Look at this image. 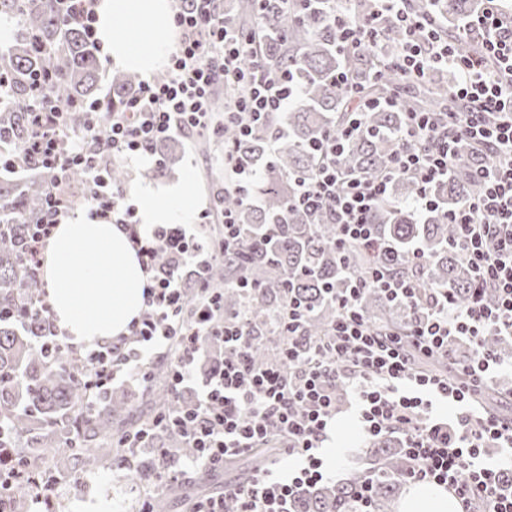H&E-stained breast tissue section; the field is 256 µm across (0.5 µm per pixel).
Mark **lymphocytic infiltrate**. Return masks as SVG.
Here are the masks:
<instances>
[{"mask_svg":"<svg viewBox=\"0 0 512 512\" xmlns=\"http://www.w3.org/2000/svg\"><path fill=\"white\" fill-rule=\"evenodd\" d=\"M219 2L179 0L172 21L182 37L166 74L140 80L136 94L120 109L87 113L80 129L71 128L62 111L36 109L30 114L26 159L49 169L58 185L72 170H82L85 205L123 226L150 274L145 311L130 329L133 347L89 350L90 379L109 382L122 373L147 384L153 359L167 357L173 390L189 389L193 395L180 414L160 418L157 424L191 441L196 453L184 461L181 471L186 473L217 470L226 459L263 447L270 439L282 442L293 460L288 470L270 464L258 478L227 485L223 494L198 503L196 512H225L229 499L237 501V512H288L287 504L298 492L332 480L322 448L333 420L347 407L356 410L366 434L402 435L410 462L403 483L445 486L465 512H512V491L504 486L512 468V420L475 405L496 373L512 371V359L483 342L492 333L512 336V21L497 0H486L451 40L430 12L411 11L405 0H372L371 10L357 17L341 0H331L325 21L335 29L340 50L376 44L385 26H398L405 38L389 53V67L405 80L446 71L448 92L464 109L440 116L407 113L396 133L400 146L390 169L373 178L346 174L339 163L359 133L360 120L354 117L331 128L316 147L321 165L299 183L293 204L332 209L336 250L375 248L379 242L370 217L389 201L395 178L414 183L417 211L434 210L433 190L448 178L452 143L467 140L482 146L494 159L492 167L473 172L483 191L449 213L458 227L455 246L474 269L475 286L470 301L458 305L449 291L417 288L414 279L391 276L379 265L367 272L346 268L347 285L334 296L337 317L327 339L301 345L304 309L295 297L285 295L274 320L286 340L272 361L258 366L250 357L254 335L247 313L225 318L219 300L212 299L198 305L193 321L184 319L183 275L203 277L237 242L234 212L225 211L219 237L200 231L212 221L218 208L214 202L199 213L198 224H165L145 237L135 208L107 177L109 166L136 157L153 158L155 166H162L155 146L176 136L220 139L212 119L217 85L244 89L223 107L225 124L236 126L242 136L290 104L297 84L289 71L263 61L244 67V60L256 54L255 38L238 30ZM474 33L482 40V50L470 54L461 44ZM69 208L64 197L50 195L23 241L28 257L40 260L59 216ZM161 249L169 255L164 266L156 261ZM372 289L410 309L414 319L405 335L381 334L366 321L359 302ZM488 293L493 303H485ZM217 336L224 340V364L198 377L200 349ZM454 343L469 350L456 363L454 376L414 366L416 355L447 359ZM448 403L454 405V414L440 415L438 406ZM178 472L166 469L161 476L172 481ZM19 485L27 487L37 512H51L52 482L18 463L0 465V502L9 503Z\"/></svg>","mask_w":512,"mask_h":512,"instance_id":"f902f5d3","label":"lymphocytic infiltrate"}]
</instances>
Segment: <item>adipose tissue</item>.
Returning <instances> with one entry per match:
<instances>
[{
    "label": "adipose tissue",
    "mask_w": 512,
    "mask_h": 512,
    "mask_svg": "<svg viewBox=\"0 0 512 512\" xmlns=\"http://www.w3.org/2000/svg\"><path fill=\"white\" fill-rule=\"evenodd\" d=\"M95 29L111 67L149 77L168 63L177 33L171 0H97ZM194 179L186 175L157 189L129 188L142 234L163 224L186 223L196 203ZM43 278L57 326L69 343L94 348L128 335L144 310L149 274L120 225L79 210L62 218L45 251ZM399 512H459L439 486H410Z\"/></svg>",
    "instance_id": "obj_1"
}]
</instances>
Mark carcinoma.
Segmentation results:
<instances>
[{
  "instance_id": "cac0c4a2",
  "label": "carcinoma",
  "mask_w": 512,
  "mask_h": 512,
  "mask_svg": "<svg viewBox=\"0 0 512 512\" xmlns=\"http://www.w3.org/2000/svg\"><path fill=\"white\" fill-rule=\"evenodd\" d=\"M436 13L453 26L463 21L472 9V0H434ZM8 9L18 17L15 43L0 49V78L10 86V94L0 96V147L16 153L30 138L29 105L32 76L47 77L42 95L53 106L69 112L71 126L83 125L85 113L97 109L110 112L121 107L134 93L139 82L135 72L112 74L110 90L97 95L102 62L85 40L80 28L61 17L55 0H0V11ZM244 9L260 15L264 29L258 41L261 56L274 65H288L300 83V100L285 113L271 115L266 124L248 137H238L233 126L223 135L239 139V157L250 166L262 167L264 178L257 188L262 200L255 207L242 201L239 193H224L221 206L233 210L242 225L238 245L224 252V261L213 265L207 274L209 293L224 301V313L235 315L248 305L252 324L262 340L251 348L253 359L267 363L275 354L283 336L270 322L273 310L281 304L283 289H292L308 309L300 340L312 343L326 337L336 318L330 302L332 288L346 287L344 265L361 271L369 269L374 258L360 248L348 253L346 263L339 262L333 246L336 235L334 216L328 209L315 212L286 210L288 197L296 194L297 183L314 175L320 158L309 144L321 138L331 127L344 122L355 108L354 102L333 83L338 69H346L359 88L362 98H387L400 81L387 66L386 51L403 41L402 31L389 25L383 31V48L361 45L345 56L337 51L335 31L326 26L312 0H296L285 13L275 0H258ZM456 108L448 94V79L432 77L420 96L402 94L395 108L370 109L362 118L360 134L346 146L343 168L364 177L375 176L388 168L397 152L394 133L403 113L425 109L450 112ZM486 160L484 150L458 149L452 173L434 193L441 206L453 207L467 197L480 193L472 177L474 167ZM29 176L23 182L0 181V422L26 439L30 456L24 467L42 461L45 453L61 450L81 467L89 469L101 461L116 442L130 436L138 424L155 419L183 405V398L171 392L166 363L152 368L149 396L152 416L136 422L127 397L112 391L111 385L90 381L88 367L65 349L43 351L32 341L45 334L43 314L25 325L29 335L16 332L15 321L5 314L27 302L40 304L42 280L39 267L21 248L26 226L36 223L44 210L53 185L49 175L35 163L25 166ZM415 191L407 178L395 180L393 200L406 199ZM371 221L380 237L388 240L398 253L392 271L403 275L409 269L410 253L418 244L428 264L418 279L421 288H448L454 302L470 300L474 276L454 248L458 231L446 221L442 211L429 212L418 222L413 215L392 206L379 207ZM246 280L256 286L250 292L233 287ZM361 306L381 333H402L408 326L406 309L388 305L372 291ZM153 443L171 448L179 456L192 449L177 436L159 432ZM373 470L376 476L368 500L370 512H396L395 500L401 483L398 476L408 467L402 439L392 434L370 440ZM363 473L330 485H318L301 491L293 499V512H358L357 491ZM205 488H197L201 495ZM194 494V495H196ZM194 495L180 483L171 484L154 504L156 512H165L171 499L191 501Z\"/></svg>"
}]
</instances>
